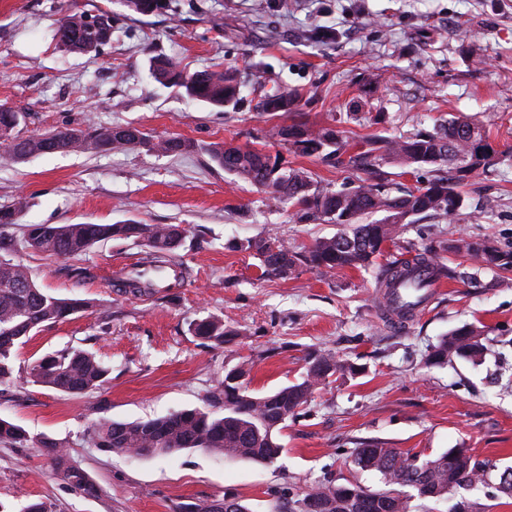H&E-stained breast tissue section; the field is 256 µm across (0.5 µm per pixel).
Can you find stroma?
Instances as JSON below:
<instances>
[{
  "instance_id": "35a3bbf8",
  "label": "stroma",
  "mask_w": 512,
  "mask_h": 512,
  "mask_svg": "<svg viewBox=\"0 0 512 512\" xmlns=\"http://www.w3.org/2000/svg\"><path fill=\"white\" fill-rule=\"evenodd\" d=\"M168 11L142 15L123 0H0V104L24 112L23 135L94 122L134 125L158 138L180 137L195 151L86 149L0 158V206L27 207L9 235L12 259L44 291L83 298L90 309L46 324L16 349L12 382L0 385V418L31 437L62 442L97 487L70 485L40 449L0 443V502L13 512L30 501L50 512H173L184 500L209 503L232 494L251 512H275L293 494L334 478L381 492L373 471L353 466V449L383 442L438 454L468 449L480 462L512 465V269H489L480 286L459 277L402 325L383 316L374 269L325 275L300 269L265 280L252 253L233 239L268 234L300 249L334 235L333 224H298L289 209L269 207L262 189L211 163L213 143H233L303 167L340 188L352 170L294 154L271 137L282 116L258 112L261 96L285 85L309 103L310 122L346 136H402L442 119L475 115L485 122L501 161L463 189L464 204L445 222L421 219L388 245L438 248L465 235L512 252V0H169ZM110 8L111 41L99 53L61 51L52 40L72 11ZM384 29H377V22ZM467 39H460L459 28ZM322 30L328 40L317 39ZM486 55L477 67L472 54ZM183 61L190 71L233 68L242 82L237 106L218 109L156 82L153 57ZM497 199L494 210L482 207ZM179 224L174 258L188 270L182 287L123 294L114 284L144 250L130 240L95 245L59 259L23 248L27 224ZM87 269L86 278L75 268ZM215 314L235 335L224 346L194 336L192 321ZM485 332L480 364L455 359L429 366L431 344L463 324ZM79 348L109 369L98 389L67 396L26 382L36 360ZM321 348L361 367L352 378L321 386L284 429L274 465L226 461L201 450L128 458L97 447L99 417L135 421L201 407L225 370L251 364L249 386L265 394L298 381L308 350ZM476 503L479 512H512V498L488 485L450 500H422L418 512H448Z\"/></svg>"
}]
</instances>
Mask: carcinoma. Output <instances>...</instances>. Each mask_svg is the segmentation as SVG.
<instances>
[{
  "instance_id": "cac0c4a2",
  "label": "carcinoma",
  "mask_w": 512,
  "mask_h": 512,
  "mask_svg": "<svg viewBox=\"0 0 512 512\" xmlns=\"http://www.w3.org/2000/svg\"><path fill=\"white\" fill-rule=\"evenodd\" d=\"M126 5L143 15L161 13L166 0H126ZM114 16L109 8L96 13L72 12L54 29V39L69 53H97L110 42ZM152 77L181 91L186 97L216 108L236 106L240 82L232 69L189 72L180 61L168 57L151 60ZM303 96L283 86L265 95L259 111L274 115L283 112L291 119L277 125L272 136L288 143L295 153L313 157L330 166L349 168L355 181L339 189L324 187L303 167L283 168L278 158L262 151L214 143L206 152L212 163L235 179L259 187L268 194L270 205L287 206L299 224H342V231L324 236L303 251H296L278 237L233 240L228 247L248 251L260 261V278H285L307 267L324 274L345 268H368L384 255L385 245L414 223V217L446 220L463 205L462 188L496 164L499 152L493 148L483 121L475 116H457L434 125L429 132L408 137L371 136L352 152L340 132L330 125L311 124L304 112ZM24 114L0 105V148L3 158L18 161V154L35 157L91 147L101 152L143 147L149 151L182 154L194 144L179 137L157 139L142 129L102 127L89 124L40 136H24L20 126ZM396 163L408 168H426L428 182L393 195L385 180L372 183L367 176L382 165ZM26 202L19 200L0 207V251H12L15 241L6 230L18 223ZM375 220H370V217ZM178 224H29L23 247L58 258H76L95 244L126 239L145 248L144 266L157 270L169 267L170 256L183 240ZM446 250L471 260V271L457 272L447 267L433 249H412L409 257L396 258L377 268L375 282L387 307L404 318L413 316L422 302L427 283L414 278L424 268L432 279L459 277L477 280L478 274L493 267H511L512 253L501 252L484 240L459 237ZM159 287L154 280L131 272L123 282L125 291L136 294ZM90 303L79 298H59L40 289L26 265L12 259L0 260V383L12 379L15 348L22 339L44 323H56L84 313ZM193 335L218 346L235 332L224 327V318L210 315L190 323ZM484 331L466 324L443 336L429 348L431 365L451 358L479 362L486 346ZM359 368L332 352L313 349L305 358L301 380L266 394H256L243 386L250 369L239 365L218 378L207 407L181 410L166 416L131 422L99 419L93 423L98 447L127 457L148 458L189 449H203L230 460H250L272 465L283 448L277 434L298 417L315 390L330 378L355 375ZM108 369L87 350H64L34 362L26 381L54 390L79 395L103 385ZM223 410L218 414L215 409ZM0 442L42 449L71 485L92 495L95 485L58 441L41 437L30 440L26 432L0 418ZM351 463L379 473L391 489L372 493L358 485L319 481L297 494L288 512H305L312 500L317 512H411L412 500L436 498L489 484L487 465L473 460L466 448H450L435 456L403 452L376 443L352 452Z\"/></svg>"
}]
</instances>
